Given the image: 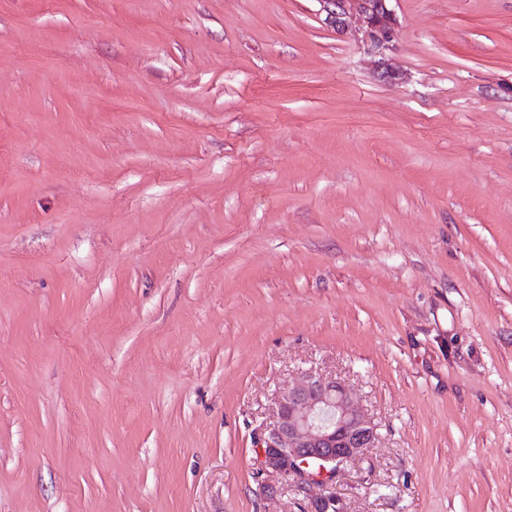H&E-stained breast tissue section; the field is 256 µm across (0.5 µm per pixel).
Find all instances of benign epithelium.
Listing matches in <instances>:
<instances>
[{"mask_svg": "<svg viewBox=\"0 0 512 512\" xmlns=\"http://www.w3.org/2000/svg\"><path fill=\"white\" fill-rule=\"evenodd\" d=\"M332 24L359 18L361 41L383 53L392 48L396 18L390 0H320ZM275 421L258 436L262 471L298 489L319 493L307 512H343L334 491L336 476L362 458L376 439V428L352 402L349 389L334 378L308 375L297 386L279 391Z\"/></svg>", "mask_w": 512, "mask_h": 512, "instance_id": "obj_1", "label": "benign epithelium"}]
</instances>
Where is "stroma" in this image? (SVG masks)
Segmentation results:
<instances>
[{
    "mask_svg": "<svg viewBox=\"0 0 512 512\" xmlns=\"http://www.w3.org/2000/svg\"><path fill=\"white\" fill-rule=\"evenodd\" d=\"M391 7L0 0V512H303L310 370L345 512H512V0ZM392 0H320L332 24L340 28L345 17L358 16L361 41L370 50L383 53L392 48L396 18L389 7ZM274 404L275 421L257 441L261 471L298 489L317 486L319 493L307 512H344L334 481L373 446L375 425L336 378L307 375L299 385L279 391ZM311 466L316 470H309Z\"/></svg>",
    "mask_w": 512,
    "mask_h": 512,
    "instance_id": "stroma-1",
    "label": "stroma"
}]
</instances>
